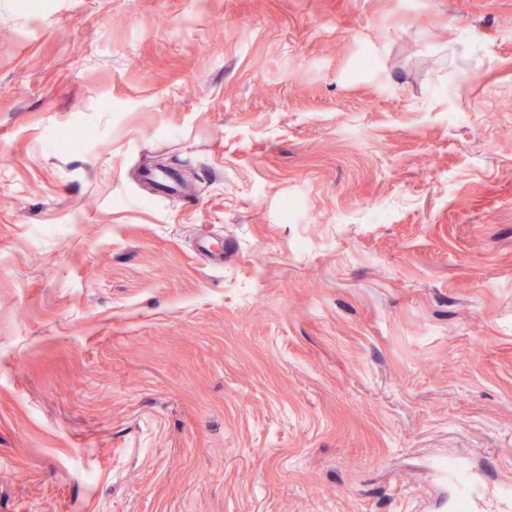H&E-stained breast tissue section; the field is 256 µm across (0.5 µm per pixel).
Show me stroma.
<instances>
[{
	"label": "stroma",
	"instance_id": "1",
	"mask_svg": "<svg viewBox=\"0 0 512 512\" xmlns=\"http://www.w3.org/2000/svg\"><path fill=\"white\" fill-rule=\"evenodd\" d=\"M442 456L512 486V0H0V512H448ZM142 178L152 184L162 196L171 197L183 193L177 174L174 172L149 170L142 173Z\"/></svg>",
	"mask_w": 512,
	"mask_h": 512
}]
</instances>
